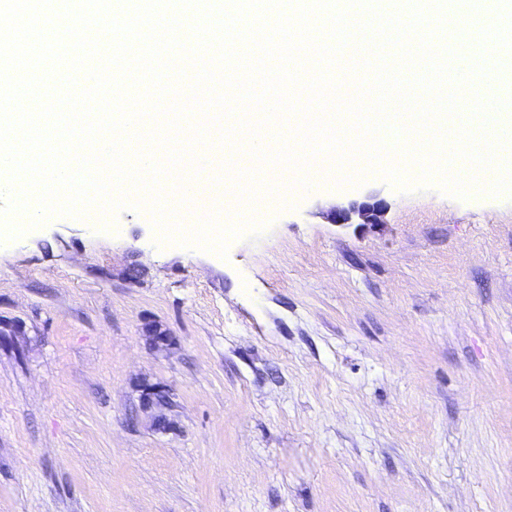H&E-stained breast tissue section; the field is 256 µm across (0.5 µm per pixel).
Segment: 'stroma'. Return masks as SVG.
Instances as JSON below:
<instances>
[{
	"label": "stroma",
	"mask_w": 512,
	"mask_h": 512,
	"mask_svg": "<svg viewBox=\"0 0 512 512\" xmlns=\"http://www.w3.org/2000/svg\"><path fill=\"white\" fill-rule=\"evenodd\" d=\"M253 219L223 257L133 209L0 244V512H512V192L374 173ZM387 211L386 203L379 200H372L351 204L348 207L334 208L331 211L332 221L336 224H381L384 223V216ZM140 404L143 413L150 419L151 427L160 433H169L176 429V422L165 410H171L173 406L172 393L160 383L142 381L137 385Z\"/></svg>",
	"instance_id": "1"
}]
</instances>
